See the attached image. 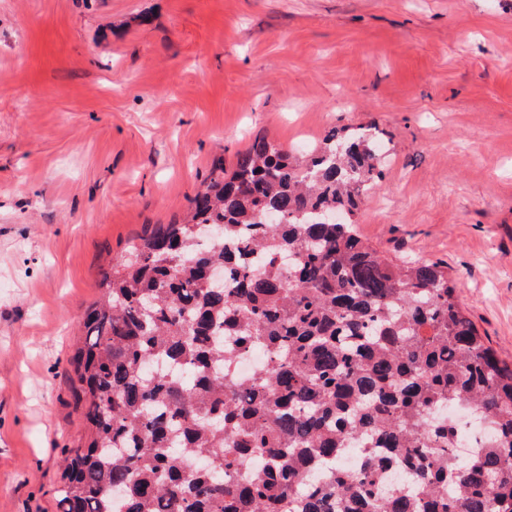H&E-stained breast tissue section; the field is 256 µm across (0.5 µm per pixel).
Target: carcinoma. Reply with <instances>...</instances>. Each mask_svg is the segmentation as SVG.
Returning <instances> with one entry per match:
<instances>
[{"instance_id": "carcinoma-1", "label": "carcinoma", "mask_w": 512, "mask_h": 512, "mask_svg": "<svg viewBox=\"0 0 512 512\" xmlns=\"http://www.w3.org/2000/svg\"><path fill=\"white\" fill-rule=\"evenodd\" d=\"M390 156L367 127L304 154L256 138L184 223L129 245L73 357L89 436L64 451L60 512H512V366L448 266L353 223ZM257 348L250 382L224 371ZM450 405L488 430L466 458ZM349 443L355 471L334 467ZM391 468L407 484L385 492Z\"/></svg>"}]
</instances>
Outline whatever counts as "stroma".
Returning <instances> with one entry per match:
<instances>
[{
  "instance_id": "35a3bbf8",
  "label": "stroma",
  "mask_w": 512,
  "mask_h": 512,
  "mask_svg": "<svg viewBox=\"0 0 512 512\" xmlns=\"http://www.w3.org/2000/svg\"><path fill=\"white\" fill-rule=\"evenodd\" d=\"M382 132L355 215L512 362V0H0V512H57L102 272L252 139Z\"/></svg>"
}]
</instances>
